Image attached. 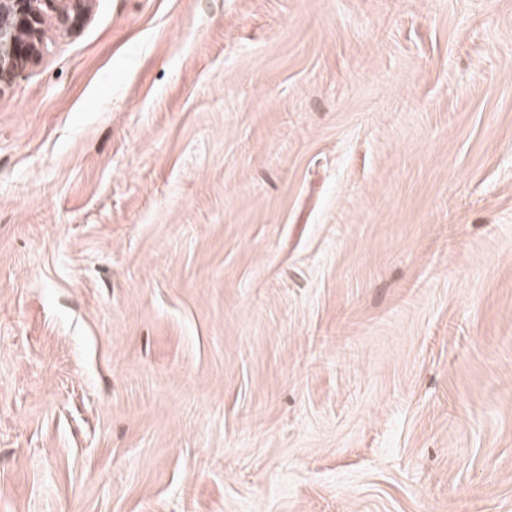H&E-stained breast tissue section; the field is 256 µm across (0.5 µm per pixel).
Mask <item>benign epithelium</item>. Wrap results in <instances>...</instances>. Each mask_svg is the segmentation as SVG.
<instances>
[{
  "label": "benign epithelium",
  "instance_id": "1",
  "mask_svg": "<svg viewBox=\"0 0 512 512\" xmlns=\"http://www.w3.org/2000/svg\"><path fill=\"white\" fill-rule=\"evenodd\" d=\"M89 9L90 0H0V94L43 56L47 16L58 28L72 30Z\"/></svg>",
  "mask_w": 512,
  "mask_h": 512
}]
</instances>
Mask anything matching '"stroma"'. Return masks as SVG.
<instances>
[{"mask_svg": "<svg viewBox=\"0 0 512 512\" xmlns=\"http://www.w3.org/2000/svg\"><path fill=\"white\" fill-rule=\"evenodd\" d=\"M0 94V512H512V0H93Z\"/></svg>", "mask_w": 512, "mask_h": 512, "instance_id": "35a3bbf8", "label": "stroma"}]
</instances>
